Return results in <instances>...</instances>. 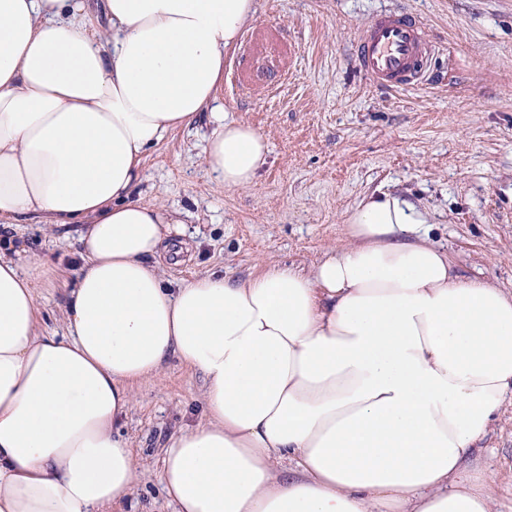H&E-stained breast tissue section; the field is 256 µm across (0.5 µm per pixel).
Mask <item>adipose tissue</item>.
<instances>
[{
  "label": "adipose tissue",
  "mask_w": 512,
  "mask_h": 512,
  "mask_svg": "<svg viewBox=\"0 0 512 512\" xmlns=\"http://www.w3.org/2000/svg\"><path fill=\"white\" fill-rule=\"evenodd\" d=\"M0 0V223L78 224L64 331L0 252V512H114L147 471L118 430L169 358L205 421L166 446L174 512H493L471 456L512 397V291L458 278L427 218L382 191L303 271L166 278L172 226L134 200L147 152L214 113L205 162L251 186L266 136L221 112L256 0ZM87 8L85 10V22L88 27L101 32L104 37L110 36V29L107 17L102 11V2L99 0L85 1Z\"/></svg>",
  "instance_id": "obj_1"
}]
</instances>
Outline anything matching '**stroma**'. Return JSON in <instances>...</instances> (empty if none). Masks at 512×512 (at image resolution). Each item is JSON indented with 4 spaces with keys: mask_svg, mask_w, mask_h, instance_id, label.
<instances>
[{
    "mask_svg": "<svg viewBox=\"0 0 512 512\" xmlns=\"http://www.w3.org/2000/svg\"><path fill=\"white\" fill-rule=\"evenodd\" d=\"M408 11L441 48L427 84L386 90L357 69L356 41L383 11ZM250 28L279 31L257 64L266 93L219 91L224 109L269 143L254 184L228 190L205 163L213 128L167 133L143 163L134 199L178 221L191 258L160 264L168 278L211 271L244 278L269 262L311 269L346 246L345 218L375 190L429 212V236L456 274L512 290V0H257ZM12 255L47 273L37 302L48 331L63 333L65 286L80 262L79 228L11 226ZM204 378L178 361L138 384L119 428L151 476L134 498L172 512L156 478L168 439L205 420ZM472 463L512 512V406L499 414Z\"/></svg>",
    "mask_w": 512,
    "mask_h": 512,
    "instance_id": "stroma-1",
    "label": "stroma"
}]
</instances>
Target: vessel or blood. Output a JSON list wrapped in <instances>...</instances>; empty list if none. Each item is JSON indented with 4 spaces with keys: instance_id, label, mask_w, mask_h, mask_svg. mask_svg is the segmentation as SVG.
<instances>
[{
    "instance_id": "b4317fda",
    "label": "vessel or blood",
    "mask_w": 512,
    "mask_h": 512,
    "mask_svg": "<svg viewBox=\"0 0 512 512\" xmlns=\"http://www.w3.org/2000/svg\"><path fill=\"white\" fill-rule=\"evenodd\" d=\"M435 52L415 16L382 12L359 39L355 63L370 83L399 90L428 81Z\"/></svg>"
}]
</instances>
